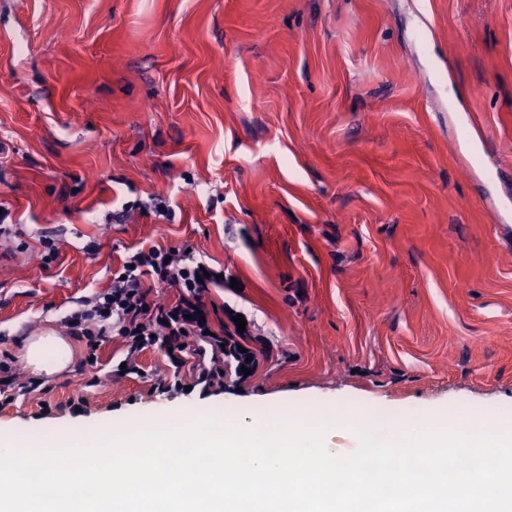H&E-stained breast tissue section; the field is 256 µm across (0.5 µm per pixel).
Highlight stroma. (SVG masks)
<instances>
[{
	"label": "stroma",
	"instance_id": "obj_1",
	"mask_svg": "<svg viewBox=\"0 0 512 512\" xmlns=\"http://www.w3.org/2000/svg\"><path fill=\"white\" fill-rule=\"evenodd\" d=\"M0 211L18 360L130 253L185 242L271 352L160 394V349L119 378L120 338L94 367L74 340L0 440L215 404L512 419V0H0Z\"/></svg>",
	"mask_w": 512,
	"mask_h": 512
}]
</instances>
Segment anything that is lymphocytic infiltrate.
Segmentation results:
<instances>
[{"mask_svg": "<svg viewBox=\"0 0 512 512\" xmlns=\"http://www.w3.org/2000/svg\"><path fill=\"white\" fill-rule=\"evenodd\" d=\"M201 266L188 245L153 244L129 255L109 288L79 301L62 321L66 335L84 343L85 364H96L103 343L117 336L127 347L128 376L141 371L138 355L155 347L166 350L169 368H190L194 385L206 389L223 383L227 362L256 369L265 348L251 347L249 333L217 322L211 294L224 282L203 275ZM158 287L175 289V297L158 300Z\"/></svg>", "mask_w": 512, "mask_h": 512, "instance_id": "1", "label": "lymphocytic infiltrate"}]
</instances>
